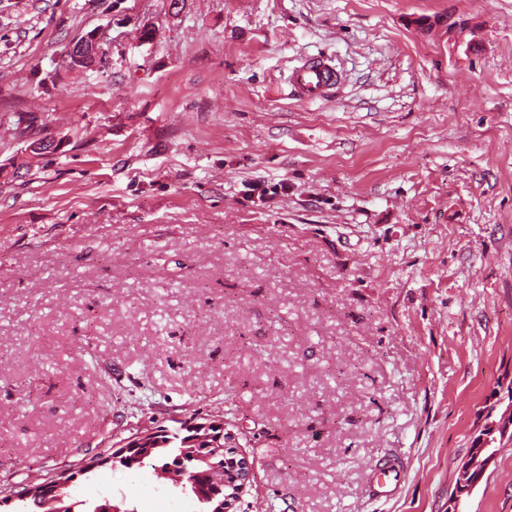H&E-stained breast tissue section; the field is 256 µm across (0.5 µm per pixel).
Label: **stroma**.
Instances as JSON below:
<instances>
[{
  "mask_svg": "<svg viewBox=\"0 0 512 512\" xmlns=\"http://www.w3.org/2000/svg\"><path fill=\"white\" fill-rule=\"evenodd\" d=\"M511 390L512 0H0V486L220 414L230 512H448ZM464 508L512 512V442ZM340 82V73L321 57L304 61L288 76L292 91L308 102L328 100ZM404 478L403 464L395 458H386L375 467L370 494L375 497H392L400 491Z\"/></svg>",
  "mask_w": 512,
  "mask_h": 512,
  "instance_id": "1",
  "label": "stroma"
}]
</instances>
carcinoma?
I'll list each match as a JSON object with an SVG mask.
<instances>
[{"mask_svg":"<svg viewBox=\"0 0 512 512\" xmlns=\"http://www.w3.org/2000/svg\"><path fill=\"white\" fill-rule=\"evenodd\" d=\"M194 431L179 425L173 429L160 427L155 434L157 447L144 453L129 451L120 457L128 469L150 467L156 477L167 480L175 489L190 491L201 512H218L224 501V449L196 448L189 443ZM69 477L61 474L50 483H31L18 493L15 508L20 512H137L125 502L104 497L90 503L71 496L67 491Z\"/></svg>","mask_w":512,"mask_h":512,"instance_id":"obj_1","label":"carcinoma"}]
</instances>
